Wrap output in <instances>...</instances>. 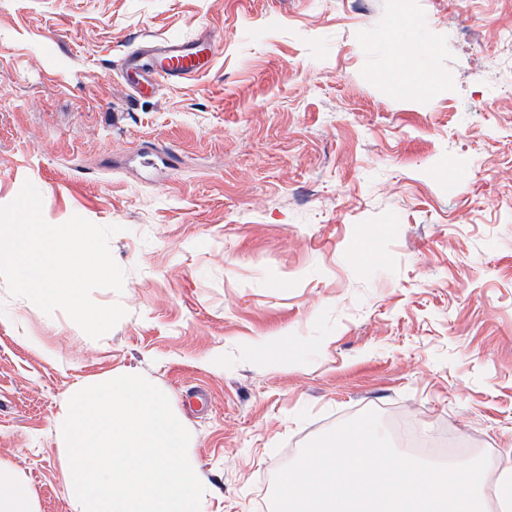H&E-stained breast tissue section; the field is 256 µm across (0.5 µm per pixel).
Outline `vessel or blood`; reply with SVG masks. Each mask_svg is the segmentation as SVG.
I'll use <instances>...</instances> for the list:
<instances>
[{"label": "vessel or blood", "instance_id": "vessel-or-blood-1", "mask_svg": "<svg viewBox=\"0 0 512 512\" xmlns=\"http://www.w3.org/2000/svg\"><path fill=\"white\" fill-rule=\"evenodd\" d=\"M211 46V39L203 35L191 40L170 38L132 51L123 58L120 68L137 71L143 89L161 83L176 84L211 69Z\"/></svg>", "mask_w": 512, "mask_h": 512}]
</instances>
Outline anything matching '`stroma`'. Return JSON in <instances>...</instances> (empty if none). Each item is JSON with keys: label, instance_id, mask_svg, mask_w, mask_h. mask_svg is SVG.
Listing matches in <instances>:
<instances>
[{"label": "stroma", "instance_id": "1", "mask_svg": "<svg viewBox=\"0 0 512 512\" xmlns=\"http://www.w3.org/2000/svg\"><path fill=\"white\" fill-rule=\"evenodd\" d=\"M369 3L0 0V206L29 182L48 223L120 226L125 271L92 294L127 310L97 340L0 277V458L41 512H68L62 394L125 369L181 412L205 512H263L369 410L398 452L445 432L512 461V64L484 71L512 0ZM205 34L194 79L139 94L119 70Z\"/></svg>", "mask_w": 512, "mask_h": 512}]
</instances>
